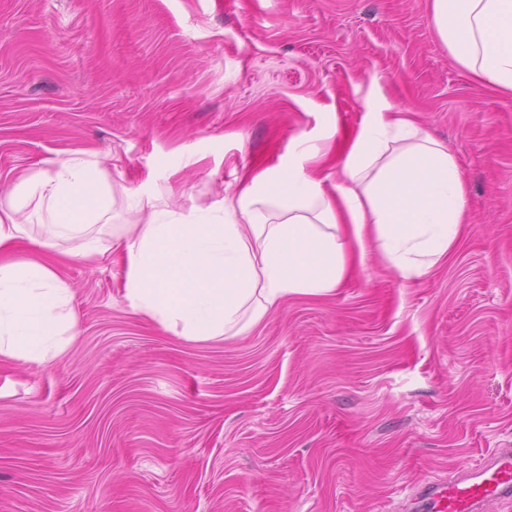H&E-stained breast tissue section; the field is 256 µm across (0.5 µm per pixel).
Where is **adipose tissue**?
<instances>
[{"mask_svg": "<svg viewBox=\"0 0 512 512\" xmlns=\"http://www.w3.org/2000/svg\"><path fill=\"white\" fill-rule=\"evenodd\" d=\"M431 25L454 60L512 93V0H432ZM336 134L302 138L234 194L184 209L154 192L115 195L98 163L72 157L0 195V359L48 364L74 342V293L57 272L63 244L120 249L129 308L190 343L245 335L289 296L333 292L355 253L375 246L403 279L429 273L468 222L455 157L387 102L342 153L333 191L305 165ZM123 205L132 215L113 223ZM22 242L35 246L14 258Z\"/></svg>", "mask_w": 512, "mask_h": 512, "instance_id": "obj_1", "label": "adipose tissue"}]
</instances>
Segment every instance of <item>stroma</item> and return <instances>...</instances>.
<instances>
[{
    "instance_id": "35a3bbf8",
    "label": "stroma",
    "mask_w": 512,
    "mask_h": 512,
    "mask_svg": "<svg viewBox=\"0 0 512 512\" xmlns=\"http://www.w3.org/2000/svg\"><path fill=\"white\" fill-rule=\"evenodd\" d=\"M431 0H0V188L73 153L115 191L235 193L377 98L455 156L470 222L427 275L375 252L249 334L135 315L119 253L71 257L79 334L0 360V512H406L512 448V93L462 68Z\"/></svg>"
}]
</instances>
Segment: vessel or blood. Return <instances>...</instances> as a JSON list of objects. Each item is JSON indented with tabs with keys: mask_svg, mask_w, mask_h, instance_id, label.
I'll return each instance as SVG.
<instances>
[{
	"mask_svg": "<svg viewBox=\"0 0 512 512\" xmlns=\"http://www.w3.org/2000/svg\"><path fill=\"white\" fill-rule=\"evenodd\" d=\"M501 499H512V448L494 450L453 481L420 485L411 503H431L433 512H485L488 503Z\"/></svg>",
	"mask_w": 512,
	"mask_h": 512,
	"instance_id": "b4317fda",
	"label": "vessel or blood"
}]
</instances>
